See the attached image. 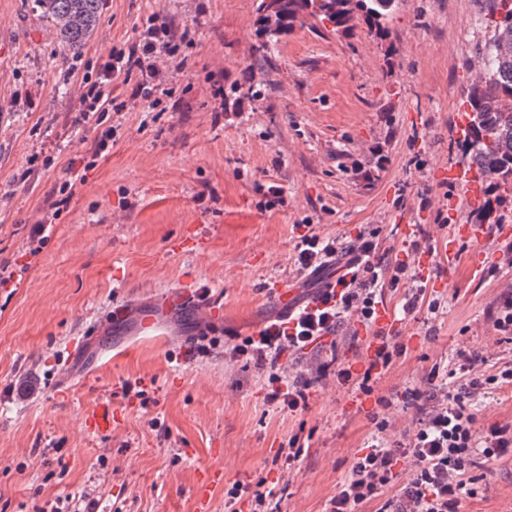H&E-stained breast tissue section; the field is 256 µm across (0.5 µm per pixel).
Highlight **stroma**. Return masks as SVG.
<instances>
[{"mask_svg":"<svg viewBox=\"0 0 512 512\" xmlns=\"http://www.w3.org/2000/svg\"><path fill=\"white\" fill-rule=\"evenodd\" d=\"M258 4L104 0L93 36L66 55L32 0H0V266L23 274L20 285H0V512H47L68 494L101 512H198L207 472L217 476L208 512H225L224 491L236 481L264 482L273 512H327L375 429L377 397L392 402L385 415L396 438L415 414L405 389L425 387L431 368L457 349H480L492 363L512 358V341L494 327L499 300L512 294L503 260L512 193L503 223L477 239L466 232L469 191L446 176L467 164L456 142L477 48L490 36L476 0H397L392 56L366 30L348 38L309 17L267 62L255 53ZM155 12L175 32L195 31L182 49L187 65L153 111L132 85L114 82L128 105L111 115L112 144L94 156L101 127L74 123L81 90ZM235 82L251 85V96L214 98L215 86ZM65 181L73 197L31 244L33 224ZM272 185L284 198L273 207ZM310 228L345 243L377 233L388 268L417 267L409 236L427 239L424 305L403 316L408 283L385 290L406 353L373 395L330 375L310 388L306 409L276 410L259 371L225 358L224 334L198 354L190 308L164 339L98 329L114 304L200 289L242 341L279 318V285L300 283L303 305L319 292L316 276L293 266ZM451 237L448 260L441 245ZM373 333L350 319L282 361L295 374L345 364L365 356ZM118 343L127 350L116 356ZM127 381L153 405L124 395ZM106 399L119 421L89 433L85 417ZM293 437L304 453L290 467L278 453ZM480 472L462 512H512V456Z\"/></svg>","mask_w":512,"mask_h":512,"instance_id":"1","label":"stroma"}]
</instances>
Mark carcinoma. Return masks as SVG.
<instances>
[{"mask_svg":"<svg viewBox=\"0 0 512 512\" xmlns=\"http://www.w3.org/2000/svg\"><path fill=\"white\" fill-rule=\"evenodd\" d=\"M395 0H276L278 26L272 30L259 16L257 52L263 59L281 37L316 16L347 35L359 24L380 40L389 38L386 25ZM483 21L493 35L478 48L483 68L468 90L470 124L461 147L486 184L485 207L476 213L477 224H498V191L512 185V0H478ZM39 16L56 29L64 54L78 53L93 35L102 0H34Z\"/></svg>","mask_w":512,"mask_h":512,"instance_id":"carcinoma-1","label":"carcinoma"}]
</instances>
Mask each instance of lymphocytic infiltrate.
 <instances>
[{"instance_id":"obj_1","label":"lymphocytic infiltrate","mask_w":512,"mask_h":512,"mask_svg":"<svg viewBox=\"0 0 512 512\" xmlns=\"http://www.w3.org/2000/svg\"><path fill=\"white\" fill-rule=\"evenodd\" d=\"M191 39L187 31L174 35L161 14L148 16L137 39L128 46L112 48L97 80L82 92L80 122L100 125L108 113L125 109V102L112 95L114 81L134 82V96L149 99L167 80L160 59H180L182 44ZM339 256L346 260L347 276L339 280L338 291L320 292L291 316L225 348L230 358L253 363L265 375V400L276 408H305L313 385L304 375H287L281 362L284 354L304 353L335 334L347 318L375 325L377 298L385 285L410 283L412 293L405 298L403 312L410 316L418 309L421 279L405 264L384 272L375 234H358L343 245L311 230L294 247V264L302 273L321 272ZM405 350L397 336L381 335L370 360L359 368L351 364L338 367L336 381L371 395L376 374ZM485 361L482 351L460 348L449 365L428 373L426 389H406L417 412L408 433L390 438L387 420H377L366 453L354 459L349 477L330 501L329 512H357L360 505L375 500L382 503L380 512H460L463 500L476 494L481 460L512 453L511 421L484 427L477 424L481 403L503 384L512 383V363L488 370ZM396 481L402 484L399 495L382 500L383 490Z\"/></svg>"}]
</instances>
